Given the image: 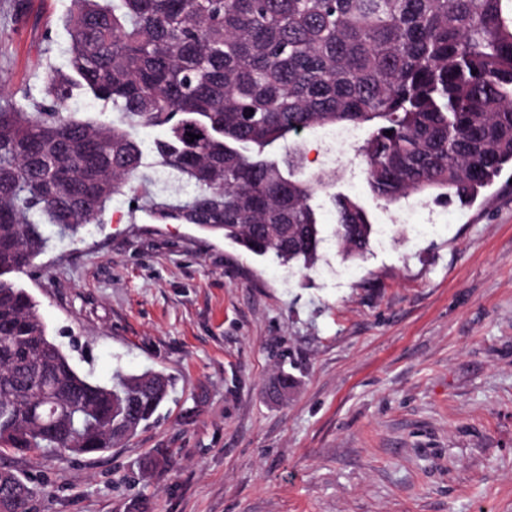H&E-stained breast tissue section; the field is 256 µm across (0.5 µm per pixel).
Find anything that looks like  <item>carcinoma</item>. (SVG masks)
Returning a JSON list of instances; mask_svg holds the SVG:
<instances>
[{
	"label": "carcinoma",
	"instance_id": "obj_1",
	"mask_svg": "<svg viewBox=\"0 0 512 512\" xmlns=\"http://www.w3.org/2000/svg\"><path fill=\"white\" fill-rule=\"evenodd\" d=\"M511 1L74 0L64 25L79 80L48 73L33 112L0 105V451L103 453L172 389L155 371L93 381L49 336L7 279L46 250L44 226L75 238L126 194L163 221L311 269L325 241L313 200L332 175L305 174L290 136L368 123L357 154L379 200L470 202L512 165ZM75 87L165 129L155 151L194 193L151 196L128 132L64 115ZM332 201L337 248L363 257L367 211ZM33 496L0 468V512H32Z\"/></svg>",
	"mask_w": 512,
	"mask_h": 512
}]
</instances>
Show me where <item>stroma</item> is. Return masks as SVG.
<instances>
[{
  "label": "stroma",
  "instance_id": "1",
  "mask_svg": "<svg viewBox=\"0 0 512 512\" xmlns=\"http://www.w3.org/2000/svg\"><path fill=\"white\" fill-rule=\"evenodd\" d=\"M72 8L0 0V102L32 107L48 70L69 72ZM67 112L126 126L152 195L193 193L159 162L164 129L79 88ZM300 141L307 173L336 175L314 200L325 233L334 193L388 225L363 258L326 244L314 268H287L117 196L15 275L92 380L173 382L120 447L0 453L35 488L33 512H512V168L469 205L418 198L420 223L403 224L353 148L331 165L326 130Z\"/></svg>",
  "mask_w": 512,
  "mask_h": 512
}]
</instances>
